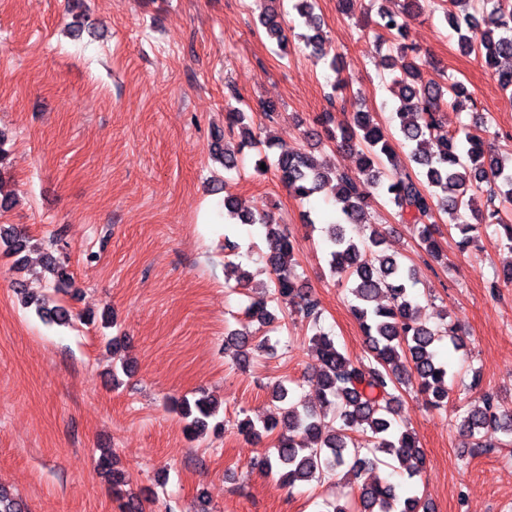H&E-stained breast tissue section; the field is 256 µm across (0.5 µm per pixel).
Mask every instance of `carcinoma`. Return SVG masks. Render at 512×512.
<instances>
[{"label":"carcinoma","mask_w":512,"mask_h":512,"mask_svg":"<svg viewBox=\"0 0 512 512\" xmlns=\"http://www.w3.org/2000/svg\"><path fill=\"white\" fill-rule=\"evenodd\" d=\"M259 22L269 40L282 52L288 37L281 0H263ZM426 0H402L401 8L380 10L375 21L378 38L389 43L407 59L401 74L392 79L398 105L393 112L394 128L380 122L372 112L357 110L344 120L331 112L315 119L316 127L305 132L307 147L281 154L274 163L290 194L305 201L325 185L333 184L339 220L328 225L324 250L331 273L345 280L351 295L349 308L359 323L368 346L367 362L356 364L319 328L322 308L319 299L304 289L297 273L298 242L281 224L271 223L265 213L255 212L237 197L224 198V220L228 224L259 225L265 231L268 252L262 255L271 268L269 289L251 298L248 314L262 324L273 320L269 303L289 304L312 322L316 332L309 339L322 389L316 405L295 402L288 387L279 382L272 397L281 403L277 412L255 421L239 422L238 432L247 438L275 437L274 448L250 463L265 475L293 489L298 484L320 481L345 469V476L357 491L363 512H430L429 503L410 494L413 480L425 465L416 434L396 423L401 392L418 386L429 396L435 409H446L454 392L451 365L441 359L438 348L458 351L464 341L454 325L429 324L420 317L419 304L412 293L415 266L386 254L388 243L372 221V197L384 200L404 224L412 225L421 249L435 261L448 264L437 234L446 225L448 239L461 256L470 254L478 241L480 226H495L501 243L512 253V153L494 149L487 140L491 121L480 116L454 132L442 129L440 113L452 107L467 109L471 95L462 82L448 77L438 83L424 80L422 71L428 57L406 43L410 19L420 15ZM471 0H448L445 11L450 28L457 34L458 48L465 56L492 70L501 89L512 91V69L501 68L512 59V0H484V7L470 11ZM292 10L304 20L309 33L301 35L315 57L324 42L320 20L314 16V0H292ZM227 132L247 131L237 146L224 143L216 155L224 169H238L240 155L248 147L258 160L255 169L269 161L259 137L247 130L248 115L239 107L226 112ZM357 154L354 172L334 164L318 165L308 149L323 141ZM407 153L402 154L400 150ZM475 223H470L469 219ZM349 225L368 233L354 239ZM0 240L14 254L28 247V238L10 227L0 232ZM44 268L55 277L54 287L66 283L63 262L46 258ZM225 281L235 280L246 288L248 273L241 266L224 265ZM269 339H256L247 332L225 337V346L236 350L241 364L250 361L251 351H264ZM193 438L209 428L217 405L203 395L173 402ZM497 430L512 439V406L491 394H483L479 404L463 413L460 430L473 439V447H483L482 433ZM386 466L403 478L394 482L366 474Z\"/></svg>","instance_id":"1"}]
</instances>
